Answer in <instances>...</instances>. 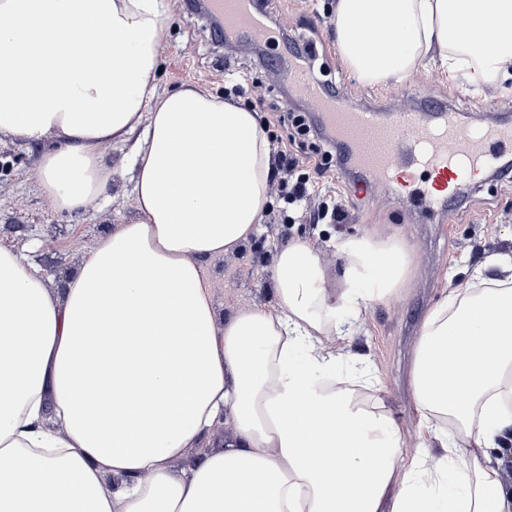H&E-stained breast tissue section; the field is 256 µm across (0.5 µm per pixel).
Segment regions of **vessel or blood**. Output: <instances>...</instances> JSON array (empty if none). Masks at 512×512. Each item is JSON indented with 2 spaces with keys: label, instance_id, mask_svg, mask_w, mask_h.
Here are the masks:
<instances>
[{
  "label": "vessel or blood",
  "instance_id": "obj_1",
  "mask_svg": "<svg viewBox=\"0 0 512 512\" xmlns=\"http://www.w3.org/2000/svg\"><path fill=\"white\" fill-rule=\"evenodd\" d=\"M206 5L238 40L270 42L273 33L257 0H206ZM276 67L282 80L319 114L352 164L368 175L371 183L389 190H414L418 199L431 205L464 202L469 198L470 177L498 169L501 159L512 154V123L467 127L456 112L434 98L427 101L436 113L429 125L412 108L340 111L308 68L288 58L278 61Z\"/></svg>",
  "mask_w": 512,
  "mask_h": 512
}]
</instances>
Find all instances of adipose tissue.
Here are the masks:
<instances>
[{
	"mask_svg": "<svg viewBox=\"0 0 512 512\" xmlns=\"http://www.w3.org/2000/svg\"><path fill=\"white\" fill-rule=\"evenodd\" d=\"M166 0H0V134L56 135L33 177L53 209L112 184L107 147L143 131L137 221L60 289L0 248V512H512V288L450 293L426 316L412 389L420 443L369 361L342 347L412 258L391 235L276 256L274 309L217 322L203 259L247 242L270 200L255 111L198 87L156 97ZM359 83L431 59L480 91L512 80V0H332ZM397 25L364 39L365 25ZM104 26L111 42L83 44ZM350 362L349 375L336 367ZM222 449L176 468L216 426Z\"/></svg>",
	"mask_w": 512,
	"mask_h": 512,
	"instance_id": "ef3b65f1",
	"label": "adipose tissue"
}]
</instances>
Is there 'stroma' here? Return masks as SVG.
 Listing matches in <instances>:
<instances>
[{
  "label": "stroma",
  "mask_w": 512,
  "mask_h": 512,
  "mask_svg": "<svg viewBox=\"0 0 512 512\" xmlns=\"http://www.w3.org/2000/svg\"><path fill=\"white\" fill-rule=\"evenodd\" d=\"M330 0H268L267 11L278 16L289 38L312 40L320 55L314 63L315 78L354 85L346 97L350 108L384 105L413 107L435 96L464 113L465 125L492 117L512 119V85L479 94L466 78L448 82L433 66L416 76L380 86L358 85L340 64L326 6ZM163 38L170 51L161 58L157 96L194 85L214 95L224 93L225 73L261 85L265 103L260 110L269 136L287 139L292 116L306 112V104L270 74L265 52L246 53L221 43L203 14L169 6ZM48 135L41 144H23L0 134V247L24 255L42 274L47 285L62 287L100 236L119 224L139 219L133 198V157L141 141L132 134L107 154L112 169L108 192L78 212L52 209L32 174L44 148L56 143ZM353 172L332 166L310 182L322 191L335 192L347 210L339 224H311L289 218L279 197H272L257 233L233 252L204 259L203 271L211 286L217 319L245 309H268L276 304L273 263L277 253L294 237L314 240L325 252L331 272L342 261L336 243L355 235H397L414 264L396 295L372 301L360 327L348 341L349 350L366 357L384 386L386 407L405 429L408 446L418 436L414 426L411 369L421 323L430 308L445 294L473 287L477 273L494 277L498 268L490 259L512 256V182L487 179L471 203L443 211L419 204L413 196L374 192L358 198Z\"/></svg>",
  "instance_id": "stroma-1"
}]
</instances>
